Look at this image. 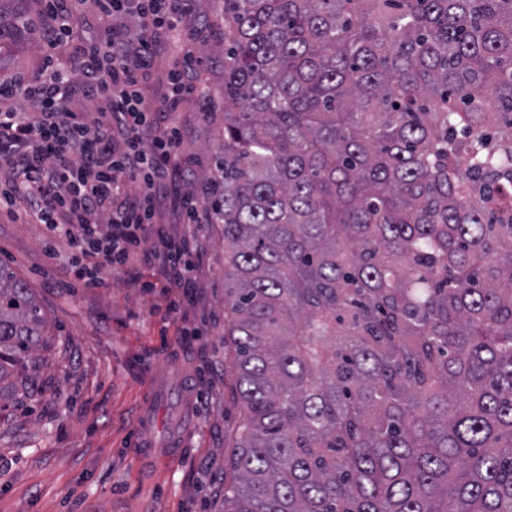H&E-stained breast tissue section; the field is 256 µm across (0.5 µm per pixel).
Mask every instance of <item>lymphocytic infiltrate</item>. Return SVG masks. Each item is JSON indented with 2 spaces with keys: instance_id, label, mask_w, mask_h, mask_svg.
Here are the masks:
<instances>
[{
  "instance_id": "lymphocytic-infiltrate-1",
  "label": "lymphocytic infiltrate",
  "mask_w": 512,
  "mask_h": 512,
  "mask_svg": "<svg viewBox=\"0 0 512 512\" xmlns=\"http://www.w3.org/2000/svg\"><path fill=\"white\" fill-rule=\"evenodd\" d=\"M196 0H30L42 53L25 74L0 79V209L24 212L74 251L70 279L100 286L104 268L130 263L167 187L181 148L161 116L195 98L213 104L189 77L192 55L175 60L161 101L145 92L159 48L174 44ZM87 33L67 46L77 25ZM98 105L91 113L87 104ZM168 287L189 288L197 254L162 241L152 253Z\"/></svg>"
}]
</instances>
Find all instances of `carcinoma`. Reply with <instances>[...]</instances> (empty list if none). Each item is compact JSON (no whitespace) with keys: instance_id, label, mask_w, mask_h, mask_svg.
Masks as SVG:
<instances>
[{"instance_id":"carcinoma-1","label":"carcinoma","mask_w":512,"mask_h":512,"mask_svg":"<svg viewBox=\"0 0 512 512\" xmlns=\"http://www.w3.org/2000/svg\"><path fill=\"white\" fill-rule=\"evenodd\" d=\"M215 170L224 512H512V0H224ZM47 335L0 264V401Z\"/></svg>"}]
</instances>
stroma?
<instances>
[{
    "label": "stroma",
    "mask_w": 512,
    "mask_h": 512,
    "mask_svg": "<svg viewBox=\"0 0 512 512\" xmlns=\"http://www.w3.org/2000/svg\"><path fill=\"white\" fill-rule=\"evenodd\" d=\"M214 112L188 102L170 119L182 134L179 165L161 200L158 233L199 255L194 288L168 310L161 268L141 259L103 269V287L62 285L66 240L43 225L0 215V263L32 289L50 336L0 409V512H224V440L238 416L230 393L234 354L224 344V235L183 224L178 204H206L204 177L224 142V0H198L184 32ZM153 290H145V283ZM200 334L184 341L181 331ZM151 412L161 452L140 455L137 423Z\"/></svg>",
    "instance_id": "35a3bbf8"
}]
</instances>
